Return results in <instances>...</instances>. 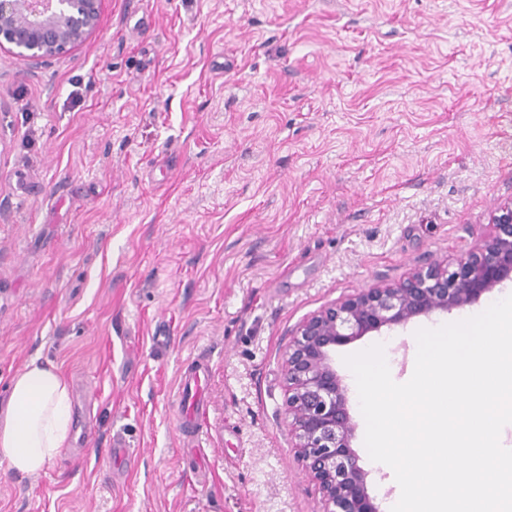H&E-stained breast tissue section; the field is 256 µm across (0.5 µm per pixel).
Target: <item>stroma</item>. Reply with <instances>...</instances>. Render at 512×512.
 I'll return each mask as SVG.
<instances>
[{
  "label": "stroma",
  "mask_w": 512,
  "mask_h": 512,
  "mask_svg": "<svg viewBox=\"0 0 512 512\" xmlns=\"http://www.w3.org/2000/svg\"><path fill=\"white\" fill-rule=\"evenodd\" d=\"M512 199V0H103L81 45L0 50V408L32 357L73 433L0 512H321L285 416L291 332L451 261ZM437 313L385 343L395 382ZM209 365L199 450L180 376ZM351 441L381 512L400 493ZM129 455L113 460V439Z\"/></svg>",
  "instance_id": "1"
}]
</instances>
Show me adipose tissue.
Masks as SVG:
<instances>
[{"label": "adipose tissue", "mask_w": 512, "mask_h": 512, "mask_svg": "<svg viewBox=\"0 0 512 512\" xmlns=\"http://www.w3.org/2000/svg\"><path fill=\"white\" fill-rule=\"evenodd\" d=\"M70 427L66 379L53 364L30 359L13 378L0 415V457L18 472L37 473L64 447Z\"/></svg>", "instance_id": "1"}]
</instances>
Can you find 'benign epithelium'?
Returning <instances> with one entry per match:
<instances>
[{
    "instance_id": "benign-epithelium-1",
    "label": "benign epithelium",
    "mask_w": 512,
    "mask_h": 512,
    "mask_svg": "<svg viewBox=\"0 0 512 512\" xmlns=\"http://www.w3.org/2000/svg\"><path fill=\"white\" fill-rule=\"evenodd\" d=\"M102 0H0V48L26 63L65 52L96 29ZM492 230L451 263L435 262L391 287H372L322 307L291 335L285 355L288 429L321 495L323 512H380L368 472L351 448L347 387L331 348L370 331L450 313L512 282V200L490 218Z\"/></svg>"
}]
</instances>
